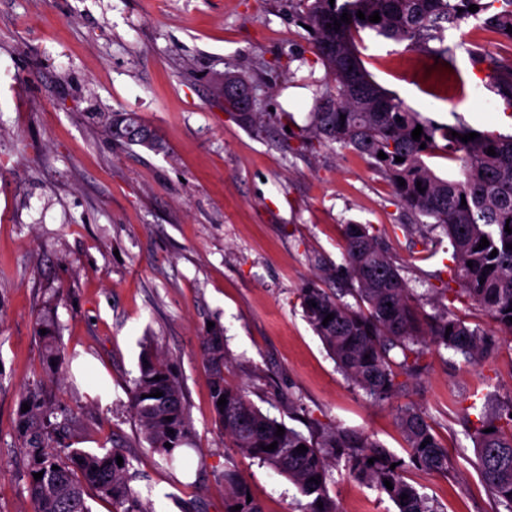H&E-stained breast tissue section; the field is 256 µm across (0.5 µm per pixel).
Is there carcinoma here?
Here are the masks:
<instances>
[{"label":"carcinoma","mask_w":512,"mask_h":512,"mask_svg":"<svg viewBox=\"0 0 512 512\" xmlns=\"http://www.w3.org/2000/svg\"><path fill=\"white\" fill-rule=\"evenodd\" d=\"M305 25L312 53L324 66L319 92L309 115V124L298 132L299 148L315 154L333 143L368 157L374 170L391 185L397 202L416 216L432 220L452 246L450 280L440 281L431 292L440 299L465 300L490 317L499 331L512 334V132L478 131V137L464 143L460 136L475 131L458 120L438 123L406 104L399 96L382 88L366 72L358 50L361 33L406 43L409 50H424L439 57L444 68L456 70L457 51H463L479 71L487 73L503 104V113L512 119V64L486 52L478 43L460 34L459 40L445 44V33L459 31L475 20L490 38H505L512 26V0H303ZM479 7L471 12L468 7ZM379 12L381 21L372 23L357 17ZM350 14V23L334 29L327 24ZM224 97V111L250 124L256 117L237 100ZM345 119H340V116ZM112 137L127 144L164 150L152 131L133 114L114 112L108 118ZM422 126L420 140L412 131ZM457 132L454 137L451 132ZM426 148H420L421 144ZM494 148L496 155L487 154ZM387 158H378L379 152ZM441 155L460 163L459 174L443 179L426 159ZM404 161L397 162L395 158ZM405 185H399V179ZM424 192H419L416 185ZM466 204H461V200ZM511 223H506V220ZM345 249L342 262L324 268V275L340 288L331 293L316 283L299 290L305 318L320 338L338 368L352 385L376 402L396 398L410 377L423 367L429 346L480 363L495 344L480 325H468L448 308L437 311L424 322L412 289L401 275L386 237L370 224H344ZM489 246L477 249L482 238ZM496 256H491L492 251ZM473 262L468 266L467 262ZM458 284L454 288L451 283ZM60 293L53 294L37 320L42 345L43 376L27 385L20 403L30 409L17 412L14 433L26 461V489L33 512H91L88 491L93 490L112 505V512H154L133 482L139 478L127 457L117 465L121 452L87 451L83 448L58 450L52 445L67 410L56 401L51 386L66 376L70 359L61 343L54 309ZM316 306H311V303ZM334 318L322 325L324 318ZM452 331H447V328ZM211 387L214 422L224 435V447L257 459L286 476L305 500L301 512H339L327 492L329 467L340 462L394 503L398 512H438L429 499L405 479L409 466L443 473L448 471V449L433 434L425 413L412 404L398 407L397 421L408 459L392 454L365 435L338 425L311 427L309 435L285 427L263 414L237 388L224 380V331L219 324L206 329L201 343ZM160 380H154V377ZM163 392L154 397L152 393ZM130 409L137 418L144 440L168 465L179 459L180 448L191 435L185 393L172 364L150 350L143 351L139 375L127 391ZM226 406L217 405L219 398ZM491 432H486V429ZM465 438L475 448L481 480L491 493L496 512H512V400L489 414L482 410L476 420H467ZM427 445H422V442ZM277 443V448L263 447ZM171 447H165V444ZM308 451H296L299 445ZM376 458L374 464L368 459ZM396 467H391V464ZM44 472L38 480L34 474ZM318 479L313 483L310 478ZM224 512L241 506L240 512H263L247 501L250 489L237 471L226 468ZM389 480V490L384 481ZM408 495L405 500L402 495ZM323 507H318L317 502Z\"/></svg>","instance_id":"carcinoma-1"}]
</instances>
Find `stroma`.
I'll use <instances>...</instances> for the list:
<instances>
[{"label": "stroma", "mask_w": 512, "mask_h": 512, "mask_svg": "<svg viewBox=\"0 0 512 512\" xmlns=\"http://www.w3.org/2000/svg\"><path fill=\"white\" fill-rule=\"evenodd\" d=\"M303 0H0V512H32L13 435L21 392L42 374L36 319L56 312L66 354L104 382L92 392L63 382L72 411L66 442L119 448L156 512H224L225 468L247 481L264 512H299L293 484L225 447L214 424L201 353L207 323L224 330L227 383L264 414L300 432L339 425L407 450L398 404L412 403L448 448V471L409 468L406 479L440 512H494L463 435L473 393L512 399V337L476 365L429 351L398 400L374 403L337 369L303 316L300 288L341 259V226L373 225L425 311L452 249L425 258L427 232L395 200L367 158L334 144L299 152L280 115L306 126L314 64L300 20ZM372 79L442 123L455 117L502 131L488 76L467 55L464 84L440 79V62L404 44L365 37ZM248 78L260 117L224 110L215 81ZM129 112L162 140L153 152L116 142L106 124ZM175 367L202 462L169 468L149 450L127 403L144 347ZM341 512H396L343 466L330 470Z\"/></svg>", "instance_id": "obj_1"}]
</instances>
